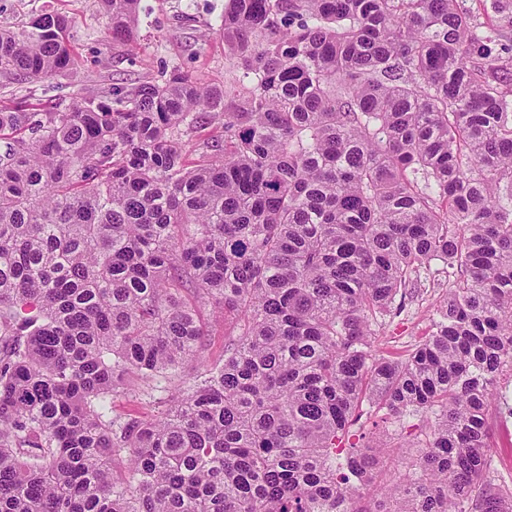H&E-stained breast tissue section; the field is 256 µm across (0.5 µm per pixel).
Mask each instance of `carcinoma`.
I'll return each instance as SVG.
<instances>
[{
  "label": "carcinoma",
  "instance_id": "carcinoma-1",
  "mask_svg": "<svg viewBox=\"0 0 512 512\" xmlns=\"http://www.w3.org/2000/svg\"><path fill=\"white\" fill-rule=\"evenodd\" d=\"M139 2L99 0L113 37ZM71 28L0 26V74H67ZM218 32L227 86L0 109V512H512L486 417L512 373L500 34L467 0H227ZM434 261L439 319L377 353ZM207 306L224 363L186 378ZM382 413L419 433L356 442Z\"/></svg>",
  "mask_w": 512,
  "mask_h": 512
}]
</instances>
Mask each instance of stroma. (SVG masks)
Returning a JSON list of instances; mask_svg holds the SVG:
<instances>
[{
  "mask_svg": "<svg viewBox=\"0 0 512 512\" xmlns=\"http://www.w3.org/2000/svg\"><path fill=\"white\" fill-rule=\"evenodd\" d=\"M227 0H141L134 41L113 40L98 0H0V25L15 29L49 12L73 21L75 64L67 76L42 81L31 98L33 107H66L72 88L100 92L114 79L157 77L178 68L208 84L224 83L230 61L217 33ZM441 262H433L422 295L400 316L389 319L378 345L381 351H403L428 332L448 290Z\"/></svg>",
  "mask_w": 512,
  "mask_h": 512,
  "instance_id": "35a3bbf8",
  "label": "stroma"
}]
</instances>
